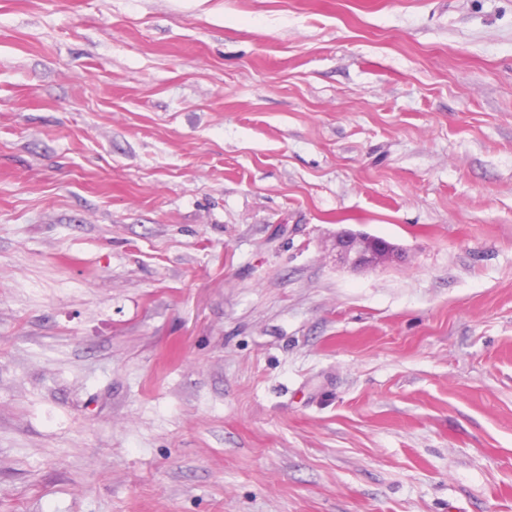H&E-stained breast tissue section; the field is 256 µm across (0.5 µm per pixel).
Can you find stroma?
Segmentation results:
<instances>
[{
    "label": "stroma",
    "instance_id": "obj_1",
    "mask_svg": "<svg viewBox=\"0 0 512 512\" xmlns=\"http://www.w3.org/2000/svg\"><path fill=\"white\" fill-rule=\"evenodd\" d=\"M0 512H512V0H0ZM335 247L341 262L360 270H376L399 255L397 245L389 240L362 232H341Z\"/></svg>",
    "mask_w": 512,
    "mask_h": 512
}]
</instances>
